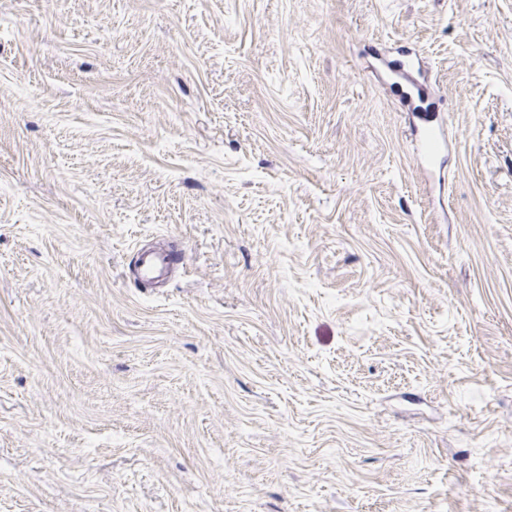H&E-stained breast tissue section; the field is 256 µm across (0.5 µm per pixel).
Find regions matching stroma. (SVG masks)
I'll return each instance as SVG.
<instances>
[{"instance_id": "obj_1", "label": "stroma", "mask_w": 512, "mask_h": 512, "mask_svg": "<svg viewBox=\"0 0 512 512\" xmlns=\"http://www.w3.org/2000/svg\"><path fill=\"white\" fill-rule=\"evenodd\" d=\"M0 512H512V0H0ZM447 143V134L442 127L421 130L415 139L414 155L416 161L424 166L432 156ZM171 263L170 255L164 250H154L142 254L139 273L141 278L149 280L162 273Z\"/></svg>"}]
</instances>
